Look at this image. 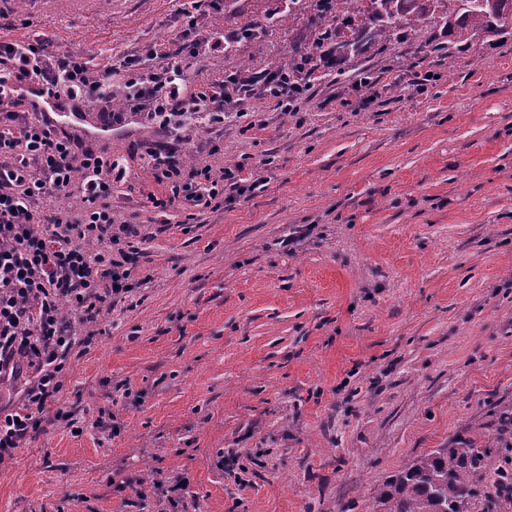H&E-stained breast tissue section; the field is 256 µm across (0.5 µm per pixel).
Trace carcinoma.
Wrapping results in <instances>:
<instances>
[{
    "label": "carcinoma",
    "mask_w": 512,
    "mask_h": 512,
    "mask_svg": "<svg viewBox=\"0 0 512 512\" xmlns=\"http://www.w3.org/2000/svg\"><path fill=\"white\" fill-rule=\"evenodd\" d=\"M457 0H316L315 27L309 41L295 45L288 60L274 69L313 76L325 58L360 54L403 26L413 37L436 23L448 35H494L512 18V0H483L477 9L459 8ZM487 433L448 439L388 476L375 490V512H474L490 486H512V469L503 465L512 451V404L492 414Z\"/></svg>",
    "instance_id": "cac0c4a2"
}]
</instances>
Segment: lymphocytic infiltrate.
Returning <instances> with one entry per match:
<instances>
[{
	"mask_svg": "<svg viewBox=\"0 0 512 512\" xmlns=\"http://www.w3.org/2000/svg\"><path fill=\"white\" fill-rule=\"evenodd\" d=\"M219 5L182 0L181 29L167 49L145 46L118 69L83 52L51 49L40 35L14 36L16 18L0 12V386L20 389L25 400L20 410L0 407V462L43 430L78 329L100 325L107 298L132 288L127 250H112L133 234L112 206L118 156L39 117L12 87L40 86L110 124L136 112L163 127L195 120L214 127L223 124L227 104H244L257 90L282 111H297L312 83L284 71L197 84L191 60L230 41L203 23L206 7ZM144 159L156 185L148 199L163 215L173 206L192 217L220 209L225 181L236 178L190 165L176 139L147 147ZM73 194L77 206H57V198Z\"/></svg>",
	"mask_w": 512,
	"mask_h": 512,
	"instance_id": "obj_1",
	"label": "lymphocytic infiltrate"
}]
</instances>
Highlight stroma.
I'll return each mask as SVG.
<instances>
[{
  "label": "stroma",
  "instance_id": "35a3bbf8",
  "mask_svg": "<svg viewBox=\"0 0 512 512\" xmlns=\"http://www.w3.org/2000/svg\"><path fill=\"white\" fill-rule=\"evenodd\" d=\"M277 3L206 16L259 30L198 60L200 83L308 39L309 5ZM178 7L0 0L54 49L114 65L174 38ZM440 33L335 62L300 111L258 93L182 128L193 165L260 181L193 220L147 200L163 128L83 134L120 159L134 288L73 347L48 408L64 418L0 463V512H374L389 475L512 403V21L459 43L448 76L421 50Z\"/></svg>",
  "mask_w": 512,
  "mask_h": 512
}]
</instances>
